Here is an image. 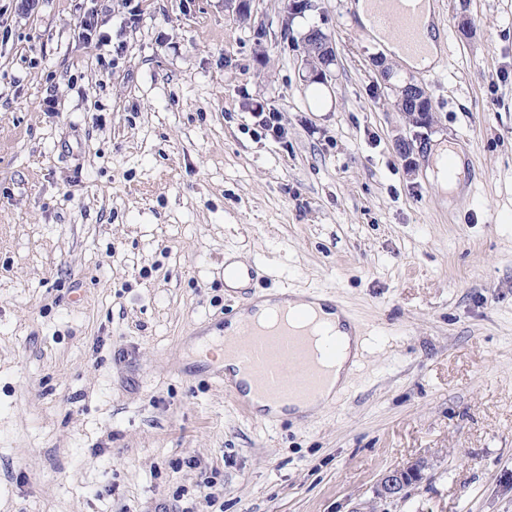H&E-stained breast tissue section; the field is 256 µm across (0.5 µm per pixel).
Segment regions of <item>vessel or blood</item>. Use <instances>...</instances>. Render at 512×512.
Wrapping results in <instances>:
<instances>
[{
  "label": "vessel or blood",
  "mask_w": 512,
  "mask_h": 512,
  "mask_svg": "<svg viewBox=\"0 0 512 512\" xmlns=\"http://www.w3.org/2000/svg\"><path fill=\"white\" fill-rule=\"evenodd\" d=\"M378 26L398 31L407 46H415L418 28V0H376ZM311 312L299 309L281 312L278 322L263 327L242 322L236 336L222 337L240 368L252 379L257 394L269 401L319 397L327 384L328 367L341 349L337 337H330L322 354L312 351Z\"/></svg>",
  "instance_id": "1"
}]
</instances>
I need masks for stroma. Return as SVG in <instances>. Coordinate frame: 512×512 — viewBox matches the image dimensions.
I'll return each mask as SVG.
<instances>
[{
    "instance_id": "1",
    "label": "stroma",
    "mask_w": 512,
    "mask_h": 512,
    "mask_svg": "<svg viewBox=\"0 0 512 512\" xmlns=\"http://www.w3.org/2000/svg\"><path fill=\"white\" fill-rule=\"evenodd\" d=\"M287 5L0 0V512H512V0H435L429 73L352 0ZM311 25L336 52L320 109ZM376 56L432 100L406 154ZM229 259L369 332L314 416L266 422L194 360L245 302ZM423 469V464L415 463L406 468L384 472L378 480V496L385 499L398 497L409 483H413L417 477H422Z\"/></svg>"
}]
</instances>
